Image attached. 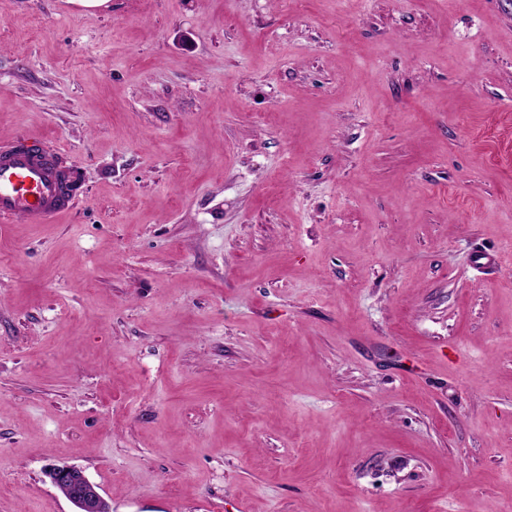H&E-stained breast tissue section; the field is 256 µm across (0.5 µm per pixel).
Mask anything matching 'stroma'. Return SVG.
<instances>
[{"label": "stroma", "mask_w": 512, "mask_h": 512, "mask_svg": "<svg viewBox=\"0 0 512 512\" xmlns=\"http://www.w3.org/2000/svg\"><path fill=\"white\" fill-rule=\"evenodd\" d=\"M21 143L0 512L512 506V0H0ZM58 157L29 146L0 150V220L47 224L70 209L75 196L59 176ZM50 476L56 487L64 489L65 496L77 509L75 512H109L98 485L81 469L74 466L57 467Z\"/></svg>", "instance_id": "35a3bbf8"}]
</instances>
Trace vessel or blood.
Here are the masks:
<instances>
[{
  "label": "vessel or blood",
  "mask_w": 512,
  "mask_h": 512,
  "mask_svg": "<svg viewBox=\"0 0 512 512\" xmlns=\"http://www.w3.org/2000/svg\"><path fill=\"white\" fill-rule=\"evenodd\" d=\"M73 200L59 176L54 150H0V220L45 224L66 213Z\"/></svg>",
  "instance_id": "1"
}]
</instances>
